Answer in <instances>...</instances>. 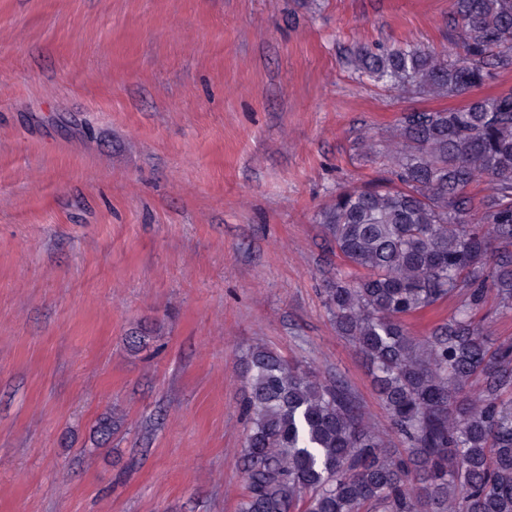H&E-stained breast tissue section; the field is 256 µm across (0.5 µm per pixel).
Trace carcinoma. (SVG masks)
Masks as SVG:
<instances>
[{"label":"carcinoma","mask_w":512,"mask_h":512,"mask_svg":"<svg viewBox=\"0 0 512 512\" xmlns=\"http://www.w3.org/2000/svg\"><path fill=\"white\" fill-rule=\"evenodd\" d=\"M448 26L452 53L353 55L376 86L466 101L402 113L391 177L337 191L321 213L343 262L326 306L368 361L404 448H387L346 383L257 345L238 512H512V343L491 342L475 317L490 291L512 310V90L469 96L512 72V0H450ZM462 290L447 321L410 336L406 317Z\"/></svg>","instance_id":"cac0c4a2"}]
</instances>
